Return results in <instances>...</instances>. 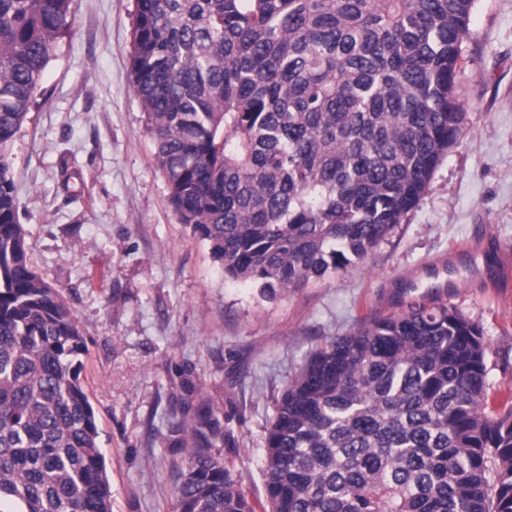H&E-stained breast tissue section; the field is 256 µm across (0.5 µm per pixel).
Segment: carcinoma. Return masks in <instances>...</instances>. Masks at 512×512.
Returning a JSON list of instances; mask_svg holds the SVG:
<instances>
[{
    "label": "carcinoma",
    "instance_id": "carcinoma-1",
    "mask_svg": "<svg viewBox=\"0 0 512 512\" xmlns=\"http://www.w3.org/2000/svg\"><path fill=\"white\" fill-rule=\"evenodd\" d=\"M477 0H136L133 91L180 223L274 297L347 272L418 204L465 119ZM71 0H0V504L112 512L86 345L30 263L9 153ZM482 329L414 301L325 341L265 430L266 512H512V393ZM174 512H257L201 401Z\"/></svg>",
    "mask_w": 512,
    "mask_h": 512
}]
</instances>
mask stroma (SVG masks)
<instances>
[{
    "label": "stroma",
    "instance_id": "stroma-1",
    "mask_svg": "<svg viewBox=\"0 0 512 512\" xmlns=\"http://www.w3.org/2000/svg\"><path fill=\"white\" fill-rule=\"evenodd\" d=\"M70 9L10 154L30 261L84 333L112 512H172L171 427L203 399L219 453L263 501L265 427L300 365L435 288L482 327L492 393L512 392V280L476 277L512 253V0H477L457 77L463 130L418 205L356 269L273 299L225 278L168 202L131 86L135 0Z\"/></svg>",
    "mask_w": 512,
    "mask_h": 512
}]
</instances>
